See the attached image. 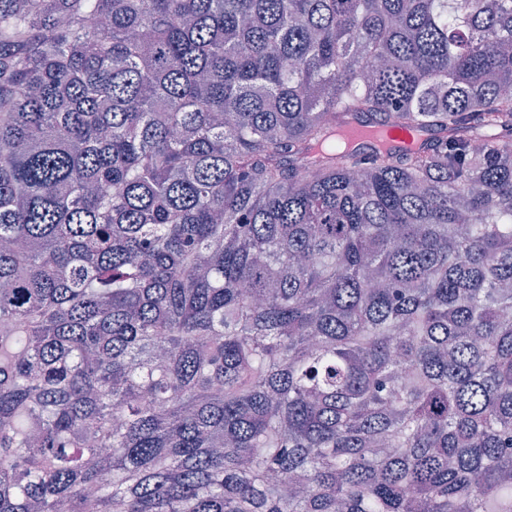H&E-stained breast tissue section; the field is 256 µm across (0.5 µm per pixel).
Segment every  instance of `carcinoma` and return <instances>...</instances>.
Segmentation results:
<instances>
[{
  "mask_svg": "<svg viewBox=\"0 0 512 512\" xmlns=\"http://www.w3.org/2000/svg\"><path fill=\"white\" fill-rule=\"evenodd\" d=\"M0 512H512V0H0Z\"/></svg>",
  "mask_w": 512,
  "mask_h": 512,
  "instance_id": "obj_1",
  "label": "carcinoma"
}]
</instances>
